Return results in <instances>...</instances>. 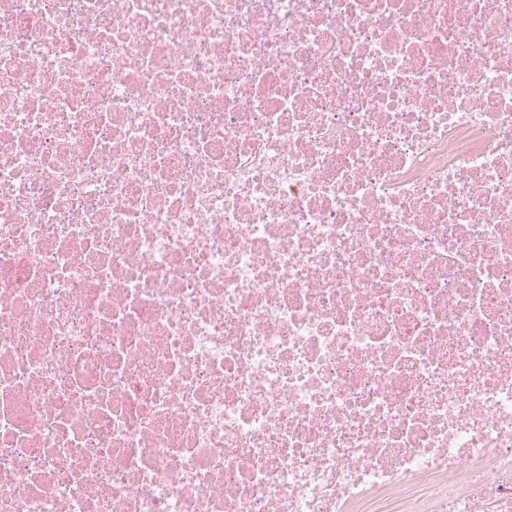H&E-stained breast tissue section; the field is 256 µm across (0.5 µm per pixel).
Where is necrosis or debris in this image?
I'll use <instances>...</instances> for the list:
<instances>
[{
	"label": "necrosis or debris",
	"instance_id": "obj_1",
	"mask_svg": "<svg viewBox=\"0 0 512 512\" xmlns=\"http://www.w3.org/2000/svg\"><path fill=\"white\" fill-rule=\"evenodd\" d=\"M0 512H512V0H0Z\"/></svg>",
	"mask_w": 512,
	"mask_h": 512
}]
</instances>
